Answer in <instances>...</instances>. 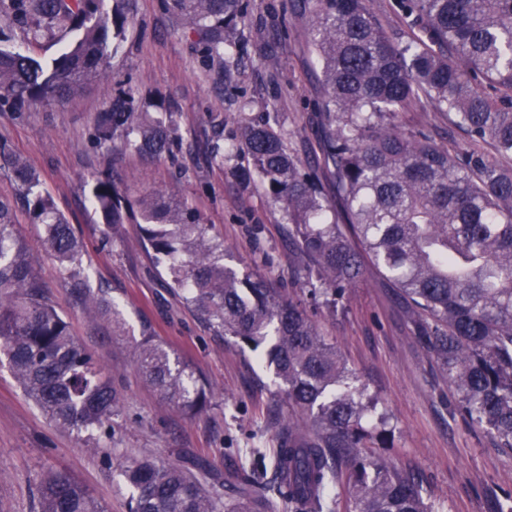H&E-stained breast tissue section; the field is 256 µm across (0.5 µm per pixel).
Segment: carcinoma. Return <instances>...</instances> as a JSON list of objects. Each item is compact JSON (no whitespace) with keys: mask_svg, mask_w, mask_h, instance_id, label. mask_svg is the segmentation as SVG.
I'll return each instance as SVG.
<instances>
[{"mask_svg":"<svg viewBox=\"0 0 512 512\" xmlns=\"http://www.w3.org/2000/svg\"><path fill=\"white\" fill-rule=\"evenodd\" d=\"M0 0L27 39L73 41L46 60L20 53L0 27V102L21 108L60 102L103 78L123 40L126 0ZM197 31L206 57L240 50L226 29L243 0H172ZM406 28L386 30L367 0H290L308 14V43L321 63L323 116L315 166L333 185L322 195L312 172L266 122L238 128L235 175H258L288 219V240L334 307L365 265L391 281L406 305L412 336L448 378L459 416L485 428L512 455V0H395ZM134 91L97 113L99 144L122 143L158 158L173 154L178 123L133 106ZM432 108L493 155L438 145L423 128L402 129L400 112ZM0 162L16 185L0 198V344L25 395L57 428L107 434L121 395L28 262L16 232V208L37 226L63 266L81 264L82 244L39 175L0 136ZM91 202L107 228L138 225L140 240L166 285L201 319L239 348L259 353L292 414L276 445L247 448L253 477L220 493L183 463L118 460L132 488L128 512H435L417 477L362 453L386 440L385 417L372 433L363 420L377 403L309 318L269 281L224 265V241L189 199L166 189L135 198L108 174L97 176ZM87 314L122 329L102 289H75ZM146 382L194 415L210 407L209 386L154 337L137 343ZM272 479L260 484L264 472ZM36 512H107L63 471H48Z\"/></svg>","mask_w":512,"mask_h":512,"instance_id":"1","label":"carcinoma"}]
</instances>
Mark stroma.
<instances>
[{
    "instance_id": "stroma-1",
    "label": "stroma",
    "mask_w": 512,
    "mask_h": 512,
    "mask_svg": "<svg viewBox=\"0 0 512 512\" xmlns=\"http://www.w3.org/2000/svg\"><path fill=\"white\" fill-rule=\"evenodd\" d=\"M244 2L246 15L232 27L244 51L224 65L204 59L198 34L183 24L171 0H127L129 24L104 82L64 103L28 108L21 117L13 106L0 104V134L39 174L83 244L75 273L42 246L25 212L16 216L31 262L76 340L121 392L123 410L101 447L129 458L199 465L200 479L218 487L227 479L239 481L242 449L259 442L274 446L278 426L266 412L287 409L272 373L255 355L224 341L166 288L137 225H123L103 244L90 185L108 172L132 194L164 187L187 197L223 238L226 265L261 272L285 296L304 299L311 319L388 418L391 445L379 449V456L417 476L437 512H504L512 494V456L494 448L485 430L449 416L448 380L410 334L394 286L368 267L335 308L309 299L303 288L307 264L288 242L280 205L260 180L246 187L236 181L235 155H225L220 164L212 160L217 136L211 117L219 112L226 118L225 139H232L238 124L264 121L304 162L320 152V66L308 46L306 19L288 11L287 0ZM130 88L137 109L174 114L181 147L173 157L148 159L123 145L92 140L96 114ZM80 275L108 290L124 321L122 333L89 322L73 294ZM147 328L209 382L213 397L206 413L184 416L143 380L135 346ZM49 469L68 472L110 512H128L131 491L118 469L93 454L84 436L54 427L0 354V512H35L36 487Z\"/></svg>"
}]
</instances>
